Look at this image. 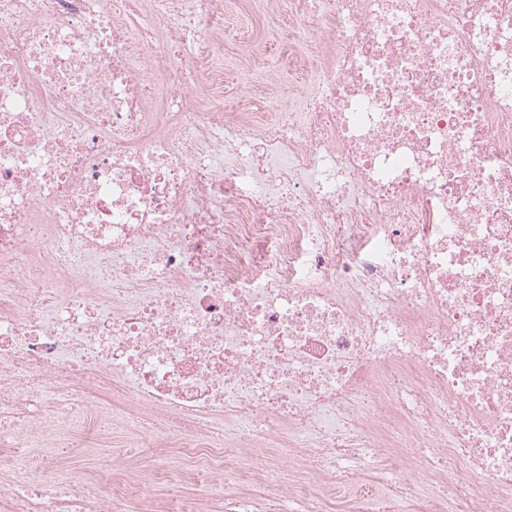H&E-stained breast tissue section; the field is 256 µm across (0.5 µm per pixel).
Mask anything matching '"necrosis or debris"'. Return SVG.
I'll use <instances>...</instances> for the list:
<instances>
[{
	"instance_id": "4bbe7bcc",
	"label": "necrosis or debris",
	"mask_w": 512,
	"mask_h": 512,
	"mask_svg": "<svg viewBox=\"0 0 512 512\" xmlns=\"http://www.w3.org/2000/svg\"><path fill=\"white\" fill-rule=\"evenodd\" d=\"M289 9L245 108L223 0H0V448L137 433L0 512H512V0Z\"/></svg>"
}]
</instances>
